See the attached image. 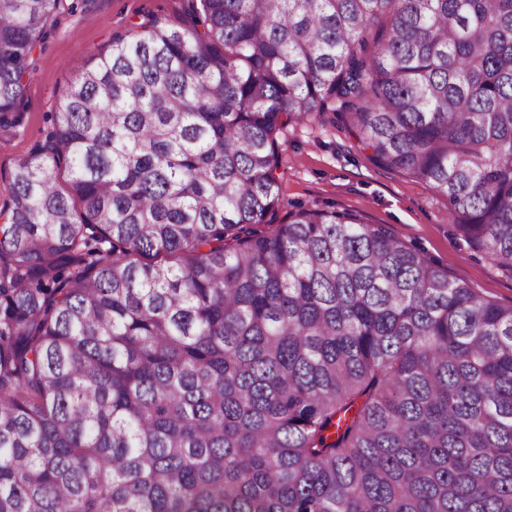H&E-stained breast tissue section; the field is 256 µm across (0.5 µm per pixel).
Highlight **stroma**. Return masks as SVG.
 <instances>
[{"instance_id":"stroma-1","label":"stroma","mask_w":512,"mask_h":512,"mask_svg":"<svg viewBox=\"0 0 512 512\" xmlns=\"http://www.w3.org/2000/svg\"><path fill=\"white\" fill-rule=\"evenodd\" d=\"M195 0H59L49 35L36 47L24 77L13 125L0 128V209L15 165L44 142L67 84L113 39L154 17L182 26ZM278 140L279 194L285 209L347 210L385 225L420 249L449 277L495 302L512 303V276L502 274L455 236L446 200L424 182L371 162L333 113L283 129Z\"/></svg>"}]
</instances>
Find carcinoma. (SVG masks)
Segmentation results:
<instances>
[{
    "instance_id": "obj_1",
    "label": "carcinoma",
    "mask_w": 512,
    "mask_h": 512,
    "mask_svg": "<svg viewBox=\"0 0 512 512\" xmlns=\"http://www.w3.org/2000/svg\"><path fill=\"white\" fill-rule=\"evenodd\" d=\"M58 3L0 0V126ZM325 112L512 275V0L146 19L7 187L0 512H512V304L350 212L259 229Z\"/></svg>"
}]
</instances>
